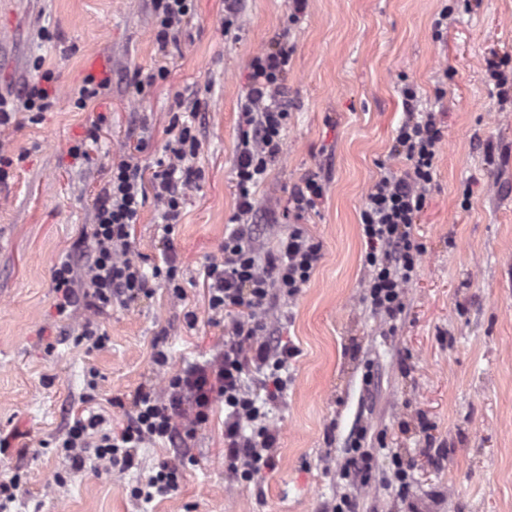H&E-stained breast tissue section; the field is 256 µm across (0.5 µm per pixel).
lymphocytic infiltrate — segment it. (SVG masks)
Wrapping results in <instances>:
<instances>
[{
    "mask_svg": "<svg viewBox=\"0 0 512 512\" xmlns=\"http://www.w3.org/2000/svg\"><path fill=\"white\" fill-rule=\"evenodd\" d=\"M192 15V0H153V23L160 47L174 41ZM294 52L287 37L256 53L250 60L243 124L236 161L237 211L234 227L225 236L220 260L203 270L208 311L224 325V347L204 363H192L171 375L163 393L138 391L117 429L107 427L104 413L73 415L58 446L73 469L94 458L108 470L124 473L138 464V450L148 444L172 446L192 438L209 423L215 402L224 404V466L235 480L249 482L273 468L276 430L263 421V406L244 388L249 368L262 370L260 381L267 399H275L284 387L281 376L294 348L275 336L270 311L283 298L295 297L322 259L321 247L305 231L294 229L279 238L275 250L261 251L254 242L255 227L247 219L254 210L253 187L284 151L282 132L288 111L281 92ZM406 118L394 138V151L407 165L374 181L361 211L362 233L369 267L366 300L389 320L405 311L407 287L417 275L422 246L414 236V224L424 209L434 181L435 159L443 132L434 113L417 109L413 86L402 87ZM57 89L50 75L23 86L16 97L0 95V126L8 125L18 109L48 112ZM175 132L167 156L159 160L152 181H145L144 167L130 156L113 164L100 189L92 236L75 258L57 263L53 270L56 309L70 316L73 309L87 310L78 336L94 348H105L107 337L98 327L96 313L112 305L126 306L154 296L166 288L179 299L183 289L173 257L145 271L132 247L134 227L147 198L162 211L165 233H173L181 216L187 188L197 171L188 160L196 155L198 139L192 125L173 117ZM187 457L160 465L132 496L142 503L177 489Z\"/></svg>",
    "mask_w": 512,
    "mask_h": 512,
    "instance_id": "lymphocytic-infiltrate-1",
    "label": "lymphocytic infiltrate"
}]
</instances>
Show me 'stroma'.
Instances as JSON below:
<instances>
[{
  "label": "stroma",
  "mask_w": 512,
  "mask_h": 512,
  "mask_svg": "<svg viewBox=\"0 0 512 512\" xmlns=\"http://www.w3.org/2000/svg\"><path fill=\"white\" fill-rule=\"evenodd\" d=\"M447 6L448 22L438 25ZM290 9L289 0H244L228 28L224 0H195L178 41L163 49L152 0H0V95L46 72L58 90L53 111L17 113L0 130L15 159L0 183V440L8 443L0 482H22L7 512H322L346 494L361 512H512V97L499 98L487 69L488 60L512 59V0H306L293 24ZM286 27L295 50L281 95L284 154L254 190L257 235L269 249L277 232L296 225L323 258L273 311L296 351L285 390L266 406L278 432L275 466L251 483L231 481L218 411L189 441L193 462L179 488L144 506L130 491L174 457L172 448L139 449L137 467L119 474L93 460L71 470L50 443L82 408L89 370L117 427L125 411L111 398L163 390L165 373L222 346L201 273L220 257L236 211L249 62ZM94 57L112 87L80 109L75 99ZM161 65L167 77L135 92L134 69ZM405 82L418 110L435 113L444 141L414 226L421 265L392 328L365 300L360 212L383 168L406 166L392 152ZM176 113L195 128L200 177L172 236L147 200L134 247L149 271L171 240L184 297L161 289L112 306L97 318L109 343L93 348L77 341V322L57 313L53 266L87 244L113 161L134 154L149 166L163 157ZM78 144L86 163L69 156ZM312 173L324 196L295 218L288 197ZM158 347L169 355L163 369L152 361ZM361 426L377 459L365 487L341 474L346 440ZM394 453L413 468L406 498L393 478Z\"/></svg>",
  "instance_id": "obj_1"
}]
</instances>
